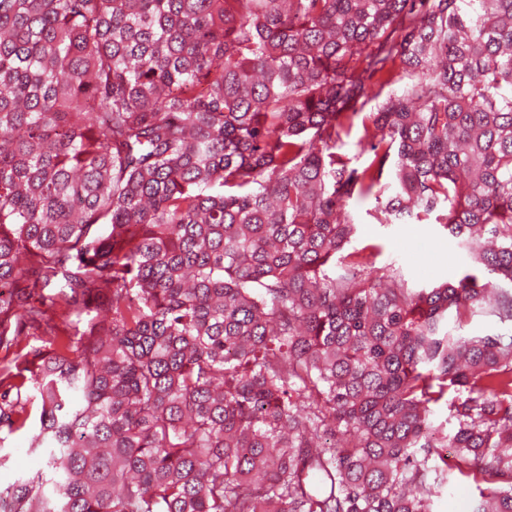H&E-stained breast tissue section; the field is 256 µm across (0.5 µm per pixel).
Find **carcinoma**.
<instances>
[{
	"mask_svg": "<svg viewBox=\"0 0 512 512\" xmlns=\"http://www.w3.org/2000/svg\"><path fill=\"white\" fill-rule=\"evenodd\" d=\"M2 288L0 512H512V0H0ZM374 200L356 201L350 206L360 224V237L354 243L379 244L383 263L389 255L399 256L406 278L410 284L426 285L436 277H452L458 268L456 242L447 236L438 224H393L383 226L375 223L367 212L371 211ZM453 256L454 261L448 260ZM5 452H10L11 457L8 463V467L0 471V481L2 482L6 483L11 481L16 476L27 473L39 466L37 459L28 455L15 453L13 448H5L2 454ZM478 491L474 486L460 485L455 494L448 499L444 496L435 501L434 512H470L473 501L478 497Z\"/></svg>",
	"mask_w": 512,
	"mask_h": 512,
	"instance_id": "carcinoma-1",
	"label": "carcinoma"
}]
</instances>
